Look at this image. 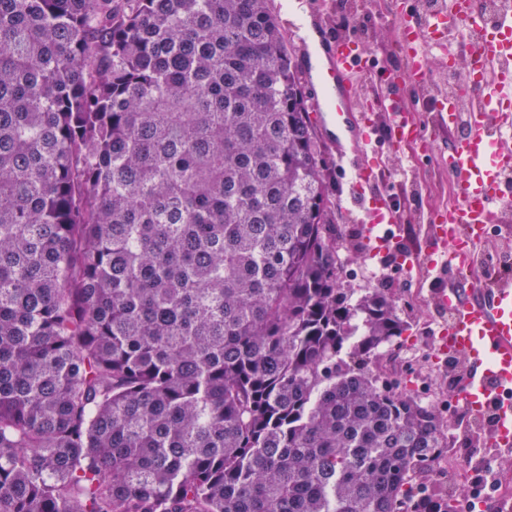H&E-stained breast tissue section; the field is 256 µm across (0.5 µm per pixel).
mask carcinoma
<instances>
[{
    "label": "carcinoma",
    "mask_w": 512,
    "mask_h": 512,
    "mask_svg": "<svg viewBox=\"0 0 512 512\" xmlns=\"http://www.w3.org/2000/svg\"><path fill=\"white\" fill-rule=\"evenodd\" d=\"M311 114L268 0H0V512H459Z\"/></svg>",
    "instance_id": "carcinoma-1"
}]
</instances>
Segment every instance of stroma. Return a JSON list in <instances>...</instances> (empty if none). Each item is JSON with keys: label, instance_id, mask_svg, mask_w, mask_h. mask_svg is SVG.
<instances>
[{"label": "stroma", "instance_id": "1", "mask_svg": "<svg viewBox=\"0 0 512 512\" xmlns=\"http://www.w3.org/2000/svg\"><path fill=\"white\" fill-rule=\"evenodd\" d=\"M416 8V0H270L290 48H297L295 26L305 23L313 35L326 38L356 36L362 39L375 63L389 64L403 69L399 53V31L396 12L401 7ZM412 118L424 130L430 131L433 140L429 146L420 143L396 145L390 142L383 127L389 122L388 113H381L382 128L375 134V145L387 157V167L377 179L380 187L394 199L401 222L397 235L403 248L424 251L427 245L428 226L432 217L445 210L446 201L437 195L439 188L448 184V159L445 150L448 135L433 128L432 111L435 104L434 90L411 92ZM317 133L327 150V157L336 197V232L342 244L341 251L348 259L349 268L359 266L366 257L360 225L356 219L358 209L351 200L354 171L349 158L344 157L339 141L324 125H317ZM373 264L381 273V287L390 290L401 309L409 328L406 337L431 341L433 333L427 325L437 318L434 307L413 304L412 295L417 288L433 290L436 286L423 271L403 275L398 271L395 256L374 259ZM464 365L448 369L440 365L433 376L436 387L447 399L442 416L449 427L448 454L463 460L469 471L484 467L486 460L497 459L501 480L512 482V451H495L484 447L480 435L469 432L471 418L454 400L458 380L463 377Z\"/></svg>", "mask_w": 512, "mask_h": 512}]
</instances>
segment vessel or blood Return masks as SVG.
Instances as JSON below:
<instances>
[{
  "mask_svg": "<svg viewBox=\"0 0 512 512\" xmlns=\"http://www.w3.org/2000/svg\"><path fill=\"white\" fill-rule=\"evenodd\" d=\"M402 29L405 67L399 78L385 77V109L391 115L394 143L420 139L419 129L408 119L405 99L408 90L424 86L433 70L425 39L443 40L456 36L461 22L472 20L473 0H445L431 32H423L413 10L397 13ZM468 54L478 68L472 73L468 112L459 102L441 98L436 102L449 130L458 136L448 147V173L456 190L457 204L438 215L434 236L424 255L404 252L393 234L381 233L383 225L395 224L397 212L391 198L376 189V155L367 153L379 116L354 109L357 75L370 69L359 40L339 36L331 44L333 73L318 77L329 97L323 116L336 133H348L358 146L354 165L357 183L368 187L363 203L367 224L364 233L372 252L392 251L405 271L420 261L429 267H446L453 277L435 290L432 304L449 311L448 343L468 363V374L459 384L457 398L473 415L494 411L495 422L484 439L488 448L512 447V277L489 278L473 269L471 256L486 239L495 223L498 206L512 177V147L489 133L490 127L512 130V15L502 16L489 30H479L467 44Z\"/></svg>",
  "mask_w": 512,
  "mask_h": 512,
  "instance_id": "b4317fda",
  "label": "vessel or blood"
}]
</instances>
